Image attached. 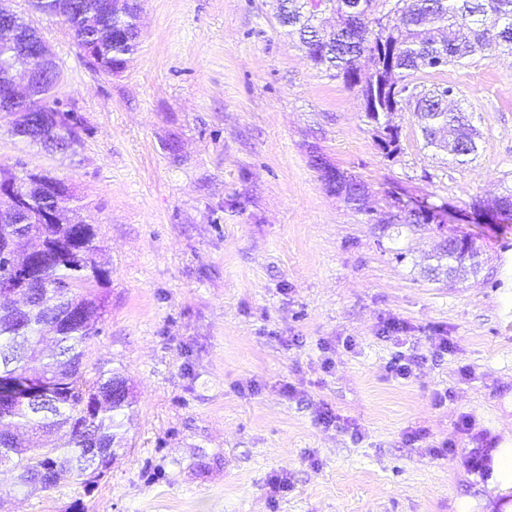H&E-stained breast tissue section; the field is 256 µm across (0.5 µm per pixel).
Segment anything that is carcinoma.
<instances>
[{
	"label": "carcinoma",
	"mask_w": 512,
	"mask_h": 512,
	"mask_svg": "<svg viewBox=\"0 0 512 512\" xmlns=\"http://www.w3.org/2000/svg\"><path fill=\"white\" fill-rule=\"evenodd\" d=\"M28 10L61 17L89 68L106 76L123 72L138 49V4L116 10L107 0H28ZM7 16L17 18L22 36H41L24 12L0 0V19ZM276 21L312 66L372 99L366 118L382 129L380 148L386 154L397 151L399 138L389 117L407 110L417 116L425 146L460 164L477 154L479 130L465 110L451 107L455 87L420 90L414 79L476 56L512 52V0H279ZM12 60L13 46L0 42V84L11 76ZM55 88L48 83L37 90L38 111L0 112V120L30 144L65 152L77 143L82 120L59 109ZM13 181L29 206L16 212L12 199L0 197V210L15 212L14 221L0 223V290L12 288L29 266L37 267L38 277L36 293L21 295L17 306L0 307V351L12 353L0 361V372L44 380L56 391L45 410L0 403V468L32 493L52 491L66 478L89 493L117 451L125 449L126 425L134 417L123 372L90 368L83 361V345L102 332L108 302L97 234L69 207L73 191L64 179L43 172L21 178L1 165L0 184ZM324 181L329 192L362 209L361 182L332 169L324 171ZM481 211L496 224H511L512 194L482 205ZM377 223L437 224L439 215L384 213ZM436 259L428 271L443 268L452 279L480 268L478 252L465 237L443 247ZM94 447L108 454L89 469L82 463Z\"/></svg>",
	"instance_id": "cac0c4a2"
}]
</instances>
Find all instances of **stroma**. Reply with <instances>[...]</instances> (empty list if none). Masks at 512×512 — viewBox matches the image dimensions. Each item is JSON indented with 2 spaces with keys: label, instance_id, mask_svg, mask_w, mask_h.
I'll list each match as a JSON object with an SVG mask.
<instances>
[{
  "label": "stroma",
  "instance_id": "obj_1",
  "mask_svg": "<svg viewBox=\"0 0 512 512\" xmlns=\"http://www.w3.org/2000/svg\"><path fill=\"white\" fill-rule=\"evenodd\" d=\"M140 3L138 50L109 77L58 18L31 16L83 120L72 149L0 126V165L64 178L96 227L110 302L85 362L128 378L129 446L91 493L27 496L6 473L0 493L14 512H512L469 467L512 435V224L476 207L512 193V55L416 77L456 87L473 160L426 148L409 111L388 155L357 91L282 33L276 0ZM324 166L364 184L366 211L327 191ZM417 202L441 225L378 224ZM447 236L473 239L477 276L426 274ZM392 319L422 359L407 380L385 370Z\"/></svg>",
  "mask_w": 512,
  "mask_h": 512
}]
</instances>
